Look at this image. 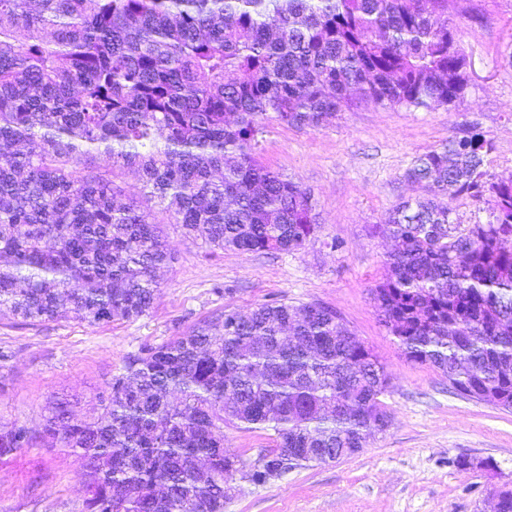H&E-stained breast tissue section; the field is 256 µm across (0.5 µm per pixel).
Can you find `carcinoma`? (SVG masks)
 <instances>
[{
    "label": "carcinoma",
    "instance_id": "carcinoma-1",
    "mask_svg": "<svg viewBox=\"0 0 512 512\" xmlns=\"http://www.w3.org/2000/svg\"><path fill=\"white\" fill-rule=\"evenodd\" d=\"M0 0V308L89 325L152 309L174 256L165 225L212 250L291 252L318 224L311 193L270 170L275 122L317 129L361 101L448 106L466 88L451 0ZM494 143L450 137L405 177L427 194L389 218L375 287L405 355L456 394L512 408V179ZM98 155L111 166L95 167ZM134 168L143 195L116 170ZM489 220L462 226L448 188ZM383 367L336 310H219L144 347L80 417L55 398L40 431L0 423V455L67 448L84 512H224L229 482L351 457L385 430ZM274 431L288 460L248 465L224 425Z\"/></svg>",
    "mask_w": 512,
    "mask_h": 512
}]
</instances>
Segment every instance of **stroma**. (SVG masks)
I'll list each match as a JSON object with an SVG mask.
<instances>
[{
    "instance_id": "35a3bbf8",
    "label": "stroma",
    "mask_w": 512,
    "mask_h": 512,
    "mask_svg": "<svg viewBox=\"0 0 512 512\" xmlns=\"http://www.w3.org/2000/svg\"><path fill=\"white\" fill-rule=\"evenodd\" d=\"M452 17L469 80L454 106L362 104L317 129L269 124L263 162L313 196L320 229L301 250L213 252L172 228L177 260L138 319L29 325L0 311V422L38 430L64 393L79 395L91 412L129 354L169 342L215 311L321 303L383 366L389 425L352 457L263 485L235 479L224 512H493L499 490L512 484V410L462 398L439 370L410 360L383 325L374 295L387 272L388 216L422 192L404 177L417 156L475 128L495 144L488 174L512 176V0H456ZM274 439L270 430L224 428L225 448L249 463ZM461 457L472 468L457 469ZM80 469L65 448L0 456V512H82Z\"/></svg>"
}]
</instances>
